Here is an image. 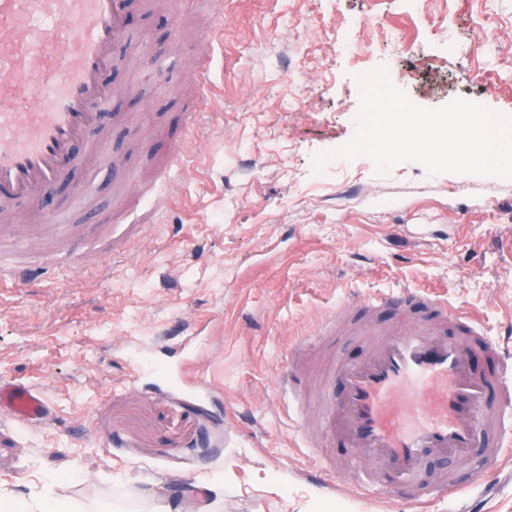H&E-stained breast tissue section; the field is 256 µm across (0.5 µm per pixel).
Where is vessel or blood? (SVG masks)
Returning <instances> with one entry per match:
<instances>
[{
	"label": "vessel or blood",
	"mask_w": 512,
	"mask_h": 512,
	"mask_svg": "<svg viewBox=\"0 0 512 512\" xmlns=\"http://www.w3.org/2000/svg\"><path fill=\"white\" fill-rule=\"evenodd\" d=\"M125 7V0H0V223L12 222L20 204L39 221L56 223L44 205L46 191L101 155L108 138L101 115L112 98L105 76L126 35ZM223 21V0H214L199 37L196 94L203 101L213 94L212 43ZM181 155L174 145L144 195L168 199ZM31 263L25 254H0V279L27 280ZM366 306L410 316L397 326L368 325L376 342L367 358L331 361L318 439L369 462L360 491L383 483L422 512L435 494L423 480L432 457L465 458L487 435L486 455L499 458L512 434V357L483 335L474 315L435 293L379 291ZM345 312L342 306L327 312L309 341L329 342ZM476 356L492 369L477 372ZM48 414L42 392L0 381L1 418L36 427Z\"/></svg>",
	"instance_id": "b4317fda"
}]
</instances>
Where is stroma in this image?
Wrapping results in <instances>:
<instances>
[{"mask_svg":"<svg viewBox=\"0 0 512 512\" xmlns=\"http://www.w3.org/2000/svg\"><path fill=\"white\" fill-rule=\"evenodd\" d=\"M127 10L107 155L48 193L85 272L52 265L55 241L28 210L15 216L39 265L0 281V377L42 389L50 413L37 428L0 421V497L145 512L135 492L152 489L202 512L197 487L211 483L218 512H410L384 488L364 499L344 448L310 447L277 380L321 315L346 304L365 320L378 289H432L512 348V180L411 162L380 172L366 157L318 172L313 158L354 136L364 69L387 67L422 107L465 98L512 113V0H224L201 106L195 37L210 5ZM177 140L188 147L159 214L134 190ZM127 224L139 235L100 261V229ZM188 356L207 392L167 376ZM460 471V500L436 494L425 512L463 500L512 512V442Z\"/></svg>","mask_w":512,"mask_h":512,"instance_id":"obj_1","label":"stroma"}]
</instances>
